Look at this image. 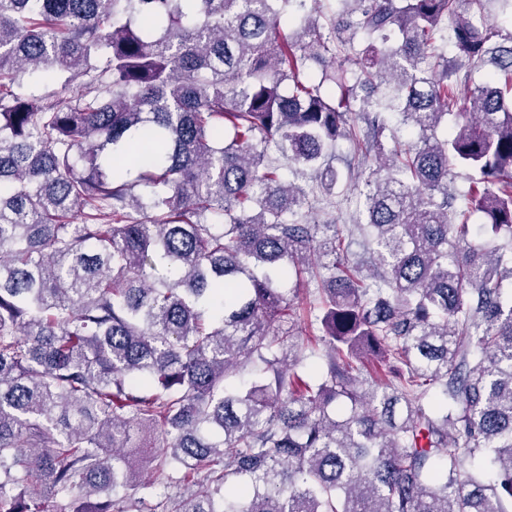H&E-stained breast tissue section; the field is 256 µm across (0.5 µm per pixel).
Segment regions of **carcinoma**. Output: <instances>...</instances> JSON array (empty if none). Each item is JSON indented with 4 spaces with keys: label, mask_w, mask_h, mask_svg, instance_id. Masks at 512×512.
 Returning a JSON list of instances; mask_svg holds the SVG:
<instances>
[{
    "label": "carcinoma",
    "mask_w": 512,
    "mask_h": 512,
    "mask_svg": "<svg viewBox=\"0 0 512 512\" xmlns=\"http://www.w3.org/2000/svg\"><path fill=\"white\" fill-rule=\"evenodd\" d=\"M336 2L0 0V512H512V34ZM342 189V187L336 189V196L332 197L331 202L321 198L319 201L312 202L313 209L308 217L316 224L336 222L340 230L346 234L349 225L353 224L351 214L356 208V198Z\"/></svg>",
    "instance_id": "1"
}]
</instances>
